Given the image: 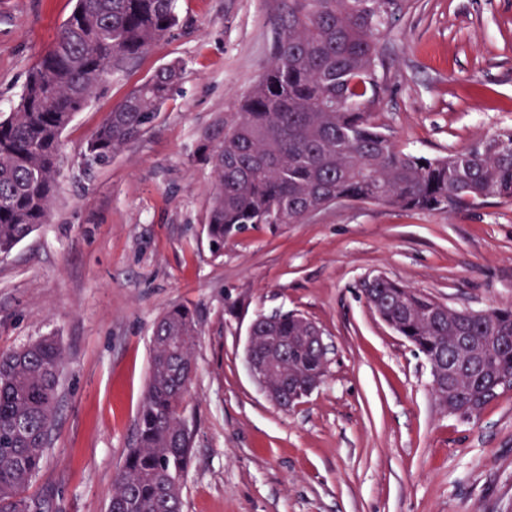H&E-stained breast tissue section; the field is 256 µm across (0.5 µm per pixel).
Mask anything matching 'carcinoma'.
Segmentation results:
<instances>
[{
    "instance_id": "cac0c4a2",
    "label": "carcinoma",
    "mask_w": 512,
    "mask_h": 512,
    "mask_svg": "<svg viewBox=\"0 0 512 512\" xmlns=\"http://www.w3.org/2000/svg\"><path fill=\"white\" fill-rule=\"evenodd\" d=\"M401 0H279L274 47L260 82L239 111L224 121L211 155L215 177L207 235L214 251L248 224H300L311 212L354 200L408 211H451L490 197L512 201V129L495 132L466 150L428 158L399 148L372 122L378 97V44L402 10ZM177 25L173 0H77L52 45L33 68L15 110L0 120V254L9 253L47 222L60 175L61 135L95 88L123 60L146 53ZM182 67L159 68L116 105L83 155L91 168L112 161L156 120ZM383 321L408 338L426 359L454 353L462 330L473 347L457 352L459 386L431 373L439 408L468 421L493 401L502 377H512V304L487 317L451 309L431 295L383 275L363 284ZM309 319L280 313L254 321L257 354H270L267 336L288 341L279 362L280 389H294L326 367L304 339ZM197 322L186 308L155 324L151 362L137 422V446L116 474L109 512H183L182 482L191 436L182 401L195 373ZM62 365V350L41 337L0 355V512H31L25 491L41 469Z\"/></svg>"
}]
</instances>
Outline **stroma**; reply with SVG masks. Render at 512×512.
<instances>
[{"label": "stroma", "instance_id": "35a3bbf8", "mask_svg": "<svg viewBox=\"0 0 512 512\" xmlns=\"http://www.w3.org/2000/svg\"><path fill=\"white\" fill-rule=\"evenodd\" d=\"M76 0H0V116ZM178 23L113 71L61 136L49 221L0 255V352L56 337L63 362L42 467L45 512H105L136 445L157 320L198 321L182 415L183 512H512V390L461 422L425 357L368 304L383 274L455 309L512 302V201L453 211L341 202L301 224H250L213 253L203 146L259 82L276 0H176ZM371 119L428 157L512 128V0H404L379 41ZM184 68L151 128L85 169L106 114L159 67ZM295 312L327 346L325 382L275 407L245 359L250 325Z\"/></svg>", "mask_w": 512, "mask_h": 512}]
</instances>
